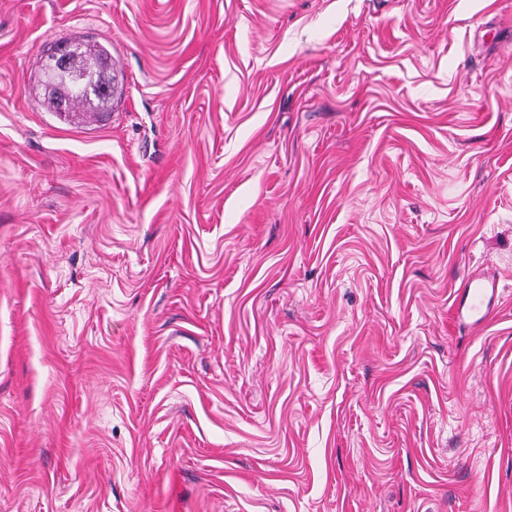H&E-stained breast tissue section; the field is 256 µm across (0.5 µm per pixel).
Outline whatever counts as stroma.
<instances>
[{
  "label": "stroma",
  "mask_w": 512,
  "mask_h": 512,
  "mask_svg": "<svg viewBox=\"0 0 512 512\" xmlns=\"http://www.w3.org/2000/svg\"><path fill=\"white\" fill-rule=\"evenodd\" d=\"M0 512H512V0H0ZM74 51L77 53V55L80 57V59L82 60V62H84L86 66L83 84L93 85L101 83V76L99 74H96L93 70L99 65L100 61H102L103 59L111 60V54L109 50L105 47H99L98 49H88L86 47V49L82 51L81 44H77L75 45ZM48 72L53 80L54 84L57 88H67L70 91V104L72 108H75L77 105H89L91 106H104L110 99H112V83H109L107 92H96L93 91L91 93H87L84 90H79L74 88V92L72 93L68 83L65 81L62 75L58 74L54 70L48 69ZM96 102V104H95ZM499 281L481 273L466 276L456 297L454 308L458 319H467L475 328L483 324L501 298Z\"/></svg>",
  "instance_id": "stroma-1"
}]
</instances>
